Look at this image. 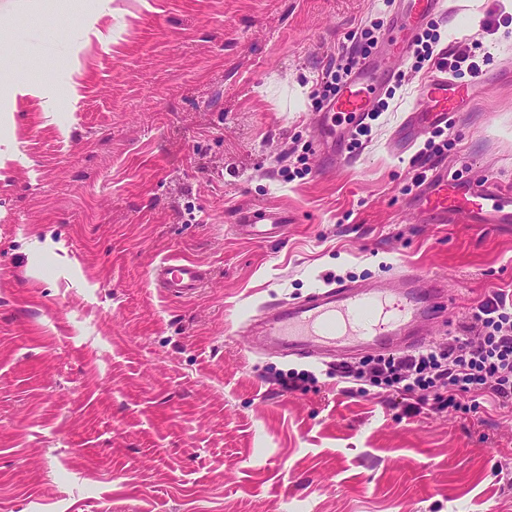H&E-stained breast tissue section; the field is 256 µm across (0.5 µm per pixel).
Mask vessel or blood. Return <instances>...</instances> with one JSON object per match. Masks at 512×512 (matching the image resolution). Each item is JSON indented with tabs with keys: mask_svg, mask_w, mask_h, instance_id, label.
<instances>
[{
	"mask_svg": "<svg viewBox=\"0 0 512 512\" xmlns=\"http://www.w3.org/2000/svg\"><path fill=\"white\" fill-rule=\"evenodd\" d=\"M445 11V0H402L401 10L389 23L384 55L362 60L322 113L333 146L345 145L367 122L375 98L396 74L395 60L402 58L419 32ZM453 115L448 74L436 71L420 83L406 119L428 128L445 127ZM423 211L443 224L459 217L477 224H510L512 192L487 178L472 187L439 171L429 178ZM287 222V213L260 206L244 215L239 225L246 237L261 240L282 230ZM151 278L166 295L187 298L197 292L205 273L194 262L174 258L157 264ZM441 295L437 280L412 273L388 280L327 284L296 302L262 305L242 325L248 328L262 321L266 336L274 344L302 358L407 350L422 343L419 327L445 318Z\"/></svg>",
	"mask_w": 512,
	"mask_h": 512,
	"instance_id": "obj_1",
	"label": "vessel or blood"
}]
</instances>
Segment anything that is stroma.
Returning <instances> with one entry per match:
<instances>
[{
  "label": "stroma",
  "instance_id": "35a3bbf8",
  "mask_svg": "<svg viewBox=\"0 0 512 512\" xmlns=\"http://www.w3.org/2000/svg\"><path fill=\"white\" fill-rule=\"evenodd\" d=\"M440 47L482 73L434 166L512 190V16L447 0ZM385 0H0V512H512V408L402 417L329 362L240 334L324 283L446 277L444 341L512 290L511 224H436L393 132L422 73L352 149L315 150L325 72ZM480 47H473V40ZM69 83L75 95L42 109ZM307 175L294 176L297 167ZM262 205L281 235L234 225ZM167 258L206 271L171 298ZM307 390L280 391L288 369ZM315 379V375L310 371L289 369L288 373L280 377L278 383L282 389L288 392L304 391L308 384L314 382Z\"/></svg>",
  "mask_w": 512,
  "mask_h": 512
}]
</instances>
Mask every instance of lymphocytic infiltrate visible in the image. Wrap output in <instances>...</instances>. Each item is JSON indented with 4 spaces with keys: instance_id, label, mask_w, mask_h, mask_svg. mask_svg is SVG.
Segmentation results:
<instances>
[{
    "instance_id": "obj_1",
    "label": "lymphocytic infiltrate",
    "mask_w": 512,
    "mask_h": 512,
    "mask_svg": "<svg viewBox=\"0 0 512 512\" xmlns=\"http://www.w3.org/2000/svg\"><path fill=\"white\" fill-rule=\"evenodd\" d=\"M439 35L424 29L411 52L415 69L434 66L479 77L469 54L440 48ZM331 373L342 383L369 385L398 401L402 414L420 415L428 404L466 414L493 402L512 407V292L485 295L468 319L445 341L413 352L339 361Z\"/></svg>"
}]
</instances>
